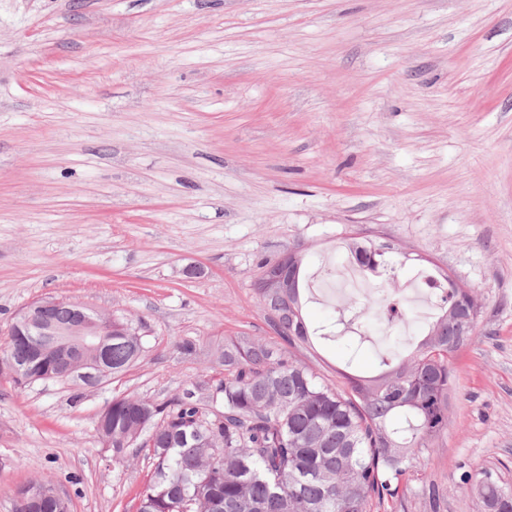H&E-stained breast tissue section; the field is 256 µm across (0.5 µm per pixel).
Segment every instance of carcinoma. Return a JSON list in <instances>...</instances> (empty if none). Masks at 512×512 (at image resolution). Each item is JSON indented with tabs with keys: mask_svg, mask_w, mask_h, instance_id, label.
<instances>
[{
	"mask_svg": "<svg viewBox=\"0 0 512 512\" xmlns=\"http://www.w3.org/2000/svg\"><path fill=\"white\" fill-rule=\"evenodd\" d=\"M363 268L388 265L385 251L351 239ZM303 260L265 264L273 288L256 289L278 334L289 344L309 342L301 290ZM439 313L407 354L391 352L374 376L343 374V386L319 380L271 344L242 337L224 347V378L166 403L112 399V451L150 452L153 477L139 512H370L372 501L393 503L413 492L414 462L448 432L453 358L478 338L482 306L477 291L438 273ZM366 309L387 310L405 323L393 299L376 295ZM112 372L120 374L144 352L128 321L112 318ZM3 355L22 368L18 386L62 358L51 336L8 337ZM223 401V409L214 406ZM484 512H512V484L476 469L461 475ZM50 483L22 485L34 497L27 512H66L43 497Z\"/></svg>",
	"mask_w": 512,
	"mask_h": 512,
	"instance_id": "cac0c4a2",
	"label": "carcinoma"
}]
</instances>
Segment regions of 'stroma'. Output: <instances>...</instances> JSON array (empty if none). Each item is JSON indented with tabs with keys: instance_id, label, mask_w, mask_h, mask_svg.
<instances>
[{
	"instance_id": "obj_1",
	"label": "stroma",
	"mask_w": 512,
	"mask_h": 512,
	"mask_svg": "<svg viewBox=\"0 0 512 512\" xmlns=\"http://www.w3.org/2000/svg\"><path fill=\"white\" fill-rule=\"evenodd\" d=\"M350 234L390 246L395 276L345 292ZM293 250L315 334L296 346L254 288ZM436 266L484 313L417 466L441 503L395 512H482L463 470L512 483V0H0V346L55 298L131 319L145 347L92 388L0 375V512L36 478L70 512H136L153 466L96 440L112 398L218 380L244 336L333 383L370 373L426 333ZM393 287L409 329L379 313L365 342L320 338Z\"/></svg>"
}]
</instances>
